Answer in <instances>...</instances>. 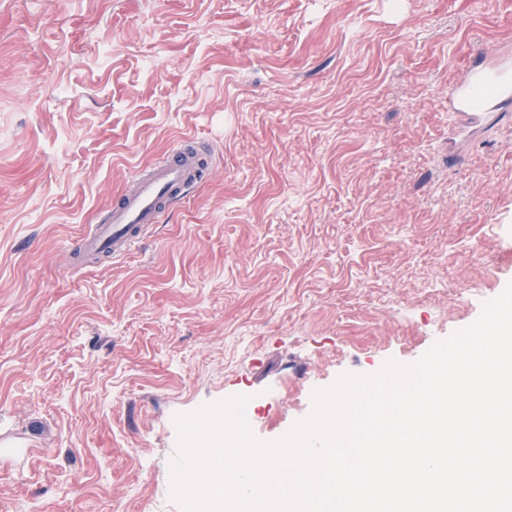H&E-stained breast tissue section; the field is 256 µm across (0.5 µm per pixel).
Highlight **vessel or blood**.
Listing matches in <instances>:
<instances>
[{
  "mask_svg": "<svg viewBox=\"0 0 512 512\" xmlns=\"http://www.w3.org/2000/svg\"><path fill=\"white\" fill-rule=\"evenodd\" d=\"M479 84L494 88L496 96L488 101L492 108L500 96L512 94L511 78L475 67L449 92L457 113H472V90ZM208 168L193 137H182L161 160L135 172L132 187L113 199L105 223L81 236L76 245L78 252L115 260L130 254L142 243L146 231L161 223L171 204L202 180Z\"/></svg>",
  "mask_w": 512,
  "mask_h": 512,
  "instance_id": "b4317fda",
  "label": "vessel or blood"
}]
</instances>
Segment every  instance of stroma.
<instances>
[{
	"label": "stroma",
	"mask_w": 512,
	"mask_h": 512,
	"mask_svg": "<svg viewBox=\"0 0 512 512\" xmlns=\"http://www.w3.org/2000/svg\"><path fill=\"white\" fill-rule=\"evenodd\" d=\"M512 0H0V512H181L176 415L250 396L262 442L407 365L512 282V104L448 88ZM207 181L72 268L136 169Z\"/></svg>",
	"instance_id": "35a3bbf8"
}]
</instances>
